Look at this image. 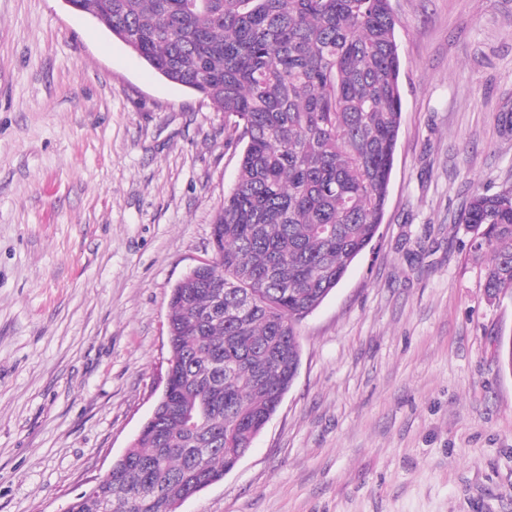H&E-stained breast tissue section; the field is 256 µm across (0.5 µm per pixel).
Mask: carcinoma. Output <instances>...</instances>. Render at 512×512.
<instances>
[{
	"label": "carcinoma",
	"mask_w": 512,
	"mask_h": 512,
	"mask_svg": "<svg viewBox=\"0 0 512 512\" xmlns=\"http://www.w3.org/2000/svg\"><path fill=\"white\" fill-rule=\"evenodd\" d=\"M167 81L224 112L242 144L213 217L217 260L172 289L171 394L67 512H177L224 478L291 387L297 324L382 223L402 118L391 0H72ZM463 223L512 294V188ZM512 373V336L499 340Z\"/></svg>",
	"instance_id": "1"
}]
</instances>
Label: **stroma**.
Wrapping results in <instances>:
<instances>
[{
  "label": "stroma",
  "mask_w": 512,
  "mask_h": 512,
  "mask_svg": "<svg viewBox=\"0 0 512 512\" xmlns=\"http://www.w3.org/2000/svg\"><path fill=\"white\" fill-rule=\"evenodd\" d=\"M402 125L370 250L298 325L292 387L179 512H512V297L461 218L512 187V0H391ZM224 114L64 0H0V512H63L164 388L211 255Z\"/></svg>",
  "instance_id": "35a3bbf8"
}]
</instances>
